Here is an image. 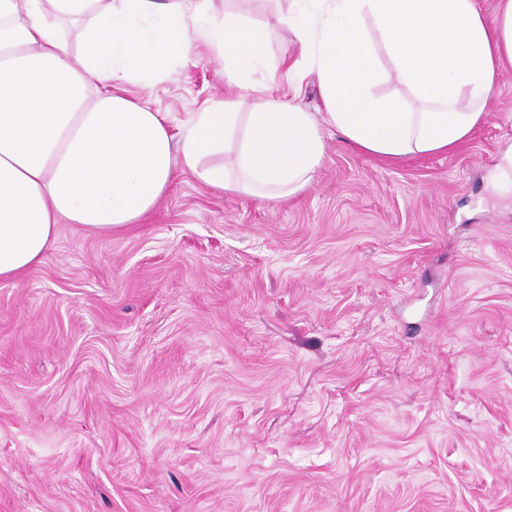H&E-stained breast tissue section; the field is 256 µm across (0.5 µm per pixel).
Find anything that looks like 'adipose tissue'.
Instances as JSON below:
<instances>
[{"label": "adipose tissue", "instance_id": "obj_1", "mask_svg": "<svg viewBox=\"0 0 512 512\" xmlns=\"http://www.w3.org/2000/svg\"><path fill=\"white\" fill-rule=\"evenodd\" d=\"M292 32L317 77L324 118L293 101L240 94L171 134L128 96L189 61L194 39L230 84L267 52V25L209 0H0V280L42 263L61 224L109 233L138 223L177 167L207 186L271 201L311 185L324 126L390 160L453 153L487 118L512 68V0L487 18L476 0H292ZM82 24L71 50L58 22ZM385 51L407 95L383 94Z\"/></svg>", "mask_w": 512, "mask_h": 512}]
</instances>
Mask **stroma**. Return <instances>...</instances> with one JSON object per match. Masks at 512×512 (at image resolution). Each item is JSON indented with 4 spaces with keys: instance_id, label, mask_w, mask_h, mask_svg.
<instances>
[{
    "instance_id": "1",
    "label": "stroma",
    "mask_w": 512,
    "mask_h": 512,
    "mask_svg": "<svg viewBox=\"0 0 512 512\" xmlns=\"http://www.w3.org/2000/svg\"><path fill=\"white\" fill-rule=\"evenodd\" d=\"M296 54L271 30L247 82L323 111ZM193 55L129 96L177 125L233 95ZM324 136L295 197L180 170L141 223L59 225L0 282V512H512V71L452 154Z\"/></svg>"
}]
</instances>
